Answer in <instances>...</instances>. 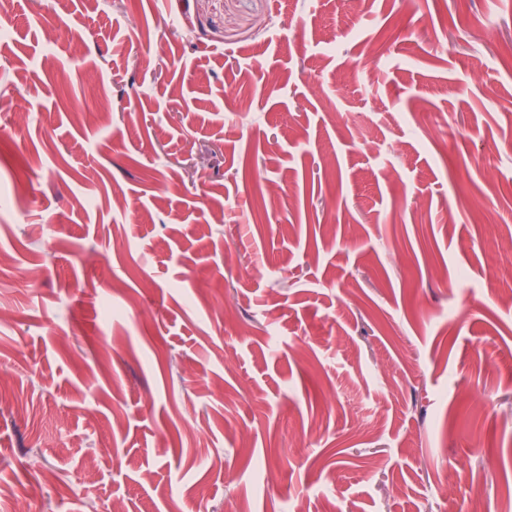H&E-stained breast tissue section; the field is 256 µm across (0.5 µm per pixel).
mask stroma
I'll return each instance as SVG.
<instances>
[{
	"instance_id": "1",
	"label": "stroma",
	"mask_w": 512,
	"mask_h": 512,
	"mask_svg": "<svg viewBox=\"0 0 512 512\" xmlns=\"http://www.w3.org/2000/svg\"><path fill=\"white\" fill-rule=\"evenodd\" d=\"M6 8L0 512H512V0Z\"/></svg>"
}]
</instances>
